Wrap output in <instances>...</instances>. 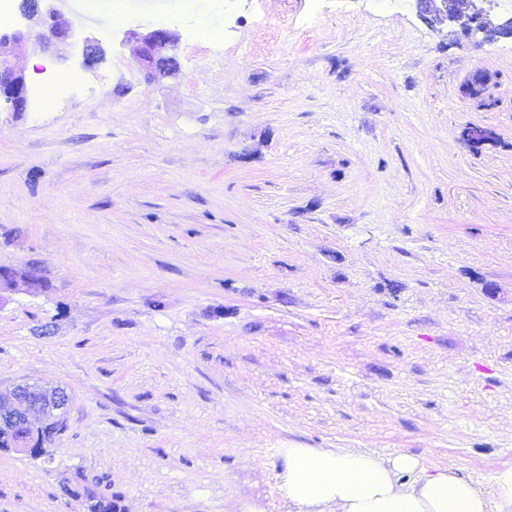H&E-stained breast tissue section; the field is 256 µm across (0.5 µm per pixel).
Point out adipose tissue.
Segmentation results:
<instances>
[{
    "mask_svg": "<svg viewBox=\"0 0 512 512\" xmlns=\"http://www.w3.org/2000/svg\"><path fill=\"white\" fill-rule=\"evenodd\" d=\"M280 490L298 512H512V464L484 490L453 466L426 472L415 456L284 448Z\"/></svg>",
    "mask_w": 512,
    "mask_h": 512,
    "instance_id": "adipose-tissue-1",
    "label": "adipose tissue"
}]
</instances>
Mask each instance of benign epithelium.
Returning a JSON list of instances; mask_svg holds the SVG:
<instances>
[{"mask_svg": "<svg viewBox=\"0 0 512 512\" xmlns=\"http://www.w3.org/2000/svg\"><path fill=\"white\" fill-rule=\"evenodd\" d=\"M56 0H21L20 10L28 25L11 32L0 31V98L11 112L27 108V90L22 72L9 58L29 47L44 51L59 49L74 37V28L61 17ZM420 19L431 28L448 26V34L465 38L480 37L482 43L512 40V16L494 13L495 0H413ZM137 44L140 64L152 73L167 74L177 67L170 55L179 35L169 27H155L146 32L126 31ZM69 395L59 387L20 384L14 387L6 406L0 407V430L16 432L35 424L65 416Z\"/></svg>", "mask_w": 512, "mask_h": 512, "instance_id": "7a95c632", "label": "benign epithelium"}]
</instances>
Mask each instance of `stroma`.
Returning a JSON list of instances; mask_svg holds the SVG:
<instances>
[{
    "mask_svg": "<svg viewBox=\"0 0 512 512\" xmlns=\"http://www.w3.org/2000/svg\"><path fill=\"white\" fill-rule=\"evenodd\" d=\"M79 3L127 18L82 24L102 57L17 67L86 88L0 110V265L50 282L0 303V396H70L51 456L0 451V512H290L284 448L512 464V42L412 0ZM163 18L151 80L124 33Z\"/></svg>",
    "mask_w": 512,
    "mask_h": 512,
    "instance_id": "35a3bbf8",
    "label": "stroma"
}]
</instances>
